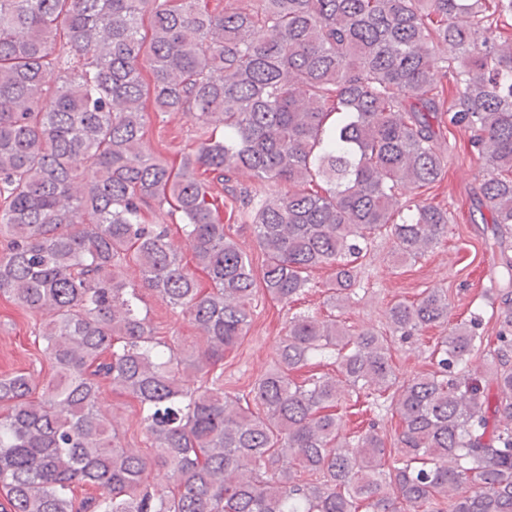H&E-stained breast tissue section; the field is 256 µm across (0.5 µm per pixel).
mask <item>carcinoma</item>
Instances as JSON below:
<instances>
[{"label":"carcinoma","instance_id":"1","mask_svg":"<svg viewBox=\"0 0 512 512\" xmlns=\"http://www.w3.org/2000/svg\"><path fill=\"white\" fill-rule=\"evenodd\" d=\"M206 2L0 0V295L52 368L0 375V512H512L511 291L496 336L456 324L403 382L388 336L299 314L250 397L224 392L258 293L288 305L329 268L342 301L377 238L405 261L448 236L454 212L422 197L448 129L470 132L480 206L512 230V0ZM149 110L198 124L178 164L146 144ZM242 207L258 272L220 216ZM145 291L193 344L154 336ZM448 312L431 288L391 306L390 333ZM329 353L340 377H294ZM105 387L139 403L153 456L121 443ZM346 388L390 398L393 446L340 437Z\"/></svg>","mask_w":512,"mask_h":512}]
</instances>
